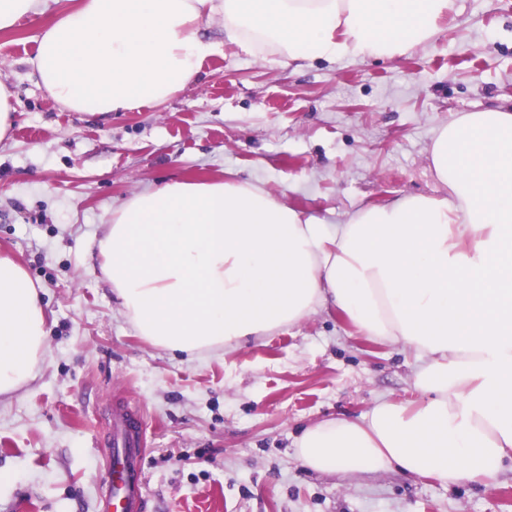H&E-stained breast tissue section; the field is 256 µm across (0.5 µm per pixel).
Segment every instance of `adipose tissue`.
<instances>
[{"label": "adipose tissue", "instance_id": "adipose-tissue-1", "mask_svg": "<svg viewBox=\"0 0 512 512\" xmlns=\"http://www.w3.org/2000/svg\"><path fill=\"white\" fill-rule=\"evenodd\" d=\"M453 0H0V31L42 20L32 61L61 108L106 116L157 106L193 82L203 21L285 66L387 57L426 44ZM443 197L404 194L326 224L247 181L164 182L130 197L99 241L102 273L138 336L200 355L291 327L330 305L410 351L417 404L379 400L295 441L319 473L398 472L494 484L512 460V108L436 130ZM47 312L0 252V396L37 376Z\"/></svg>", "mask_w": 512, "mask_h": 512}]
</instances>
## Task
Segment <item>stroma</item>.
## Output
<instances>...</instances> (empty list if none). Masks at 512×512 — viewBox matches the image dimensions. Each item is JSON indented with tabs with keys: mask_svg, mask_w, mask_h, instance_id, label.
I'll return each mask as SVG.
<instances>
[{
	"mask_svg": "<svg viewBox=\"0 0 512 512\" xmlns=\"http://www.w3.org/2000/svg\"><path fill=\"white\" fill-rule=\"evenodd\" d=\"M215 48L156 107L110 118L61 111L30 63L39 26L0 32L16 119L0 142V250L52 313L37 378L0 396V512H99L112 406L143 412L147 512H512V462L495 485L305 469L307 425L417 400L413 359L335 311L239 347L191 357L144 341L101 271L112 212L156 184L242 179L327 224L404 193L442 195L435 130L512 107V0H455L433 42L393 59L315 60L300 70L202 26Z\"/></svg>",
	"mask_w": 512,
	"mask_h": 512,
	"instance_id": "obj_1",
	"label": "stroma"
}]
</instances>
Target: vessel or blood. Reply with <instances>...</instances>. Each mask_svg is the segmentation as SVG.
Here are the masks:
<instances>
[{
	"instance_id": "vessel-or-blood-1",
	"label": "vessel or blood",
	"mask_w": 512,
	"mask_h": 512,
	"mask_svg": "<svg viewBox=\"0 0 512 512\" xmlns=\"http://www.w3.org/2000/svg\"><path fill=\"white\" fill-rule=\"evenodd\" d=\"M115 452L110 461L114 508L118 512H143L142 415L134 406H124L114 415Z\"/></svg>"
}]
</instances>
